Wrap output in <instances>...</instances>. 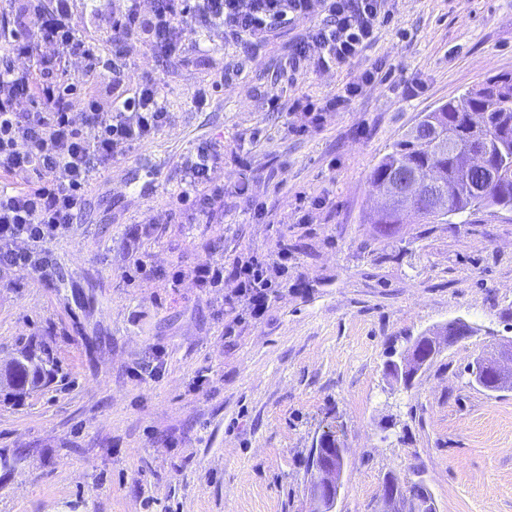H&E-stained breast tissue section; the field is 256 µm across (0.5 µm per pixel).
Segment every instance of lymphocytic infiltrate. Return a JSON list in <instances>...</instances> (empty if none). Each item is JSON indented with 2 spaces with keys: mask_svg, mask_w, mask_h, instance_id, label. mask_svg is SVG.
Returning a JSON list of instances; mask_svg holds the SVG:
<instances>
[{
  "mask_svg": "<svg viewBox=\"0 0 512 512\" xmlns=\"http://www.w3.org/2000/svg\"><path fill=\"white\" fill-rule=\"evenodd\" d=\"M387 0H165L143 15L137 5L112 20V42L136 32L151 36L166 51L176 50L182 19L199 17L222 26L236 41H257L281 25L318 14L326 23L312 28L296 44L293 64L310 58L319 63L350 65L388 22ZM18 31L12 53L40 59L47 45L59 44L75 55H89L88 45L64 16H43L38 0H10ZM36 100L39 109L23 112L21 101ZM167 122L158 86L148 77L135 81L132 97L102 111L88 96L77 97L71 86L44 82L33 71L14 64L0 66V175L30 174L23 186L0 189V269L19 270L41 279L52 270L51 243L72 228L85 190L101 169L124 156L132 145ZM212 152L198 147L178 199L188 206L190 220L201 219L220 187L207 185ZM287 243L274 254L235 260V293L247 304L250 318H260L275 288L288 273Z\"/></svg>",
  "mask_w": 512,
  "mask_h": 512,
  "instance_id": "lymphocytic-infiltrate-1",
  "label": "lymphocytic infiltrate"
}]
</instances>
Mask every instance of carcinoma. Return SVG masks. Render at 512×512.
Instances as JSON below:
<instances>
[{"label":"carcinoma","mask_w":512,"mask_h":512,"mask_svg":"<svg viewBox=\"0 0 512 512\" xmlns=\"http://www.w3.org/2000/svg\"><path fill=\"white\" fill-rule=\"evenodd\" d=\"M476 149L488 155L491 172L467 178L462 165ZM400 172L422 184L435 183L441 207L420 213L428 223L448 224L451 216L481 209L512 210V73L492 75L480 86L424 113L375 166L370 175L372 189L381 191ZM371 223L377 234L392 235L402 223V211L387 207ZM55 367L50 352L37 357L24 351L0 372V386L23 395L40 386ZM471 373L488 391L512 388V383H500L497 372L487 366L475 362ZM421 485L420 481L408 485L413 495L402 500V507L407 512H436L433 497L426 496Z\"/></svg>","instance_id":"obj_1"}]
</instances>
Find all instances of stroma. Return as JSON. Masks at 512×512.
<instances>
[{
	"label": "stroma",
	"instance_id": "35a3bbf8",
	"mask_svg": "<svg viewBox=\"0 0 512 512\" xmlns=\"http://www.w3.org/2000/svg\"><path fill=\"white\" fill-rule=\"evenodd\" d=\"M127 6L68 0L67 21L102 59L151 76L169 118L91 182L49 277L0 271V365L28 347L57 365L23 400L0 392V512H310V450L328 429L346 450L336 512H385L390 477L423 481L437 512H512V390L468 372L512 338V211L466 224L411 214L391 237L368 222L382 204L370 173L420 113L512 73V0H388L389 22L351 69L294 72L307 23L251 45L188 19L167 56L140 34L110 46ZM45 55L49 75L103 106L134 91L66 49ZM373 66L386 82L321 130L290 133L305 117L288 102L341 94ZM203 144L224 197L192 224L175 199ZM300 193L325 203L299 207ZM133 237L154 275L131 284ZM282 241L288 278L259 320L191 275L210 260L232 278L237 257ZM457 318L472 334L410 388L385 375L388 352Z\"/></svg>",
	"mask_w": 512,
	"mask_h": 512
}]
</instances>
